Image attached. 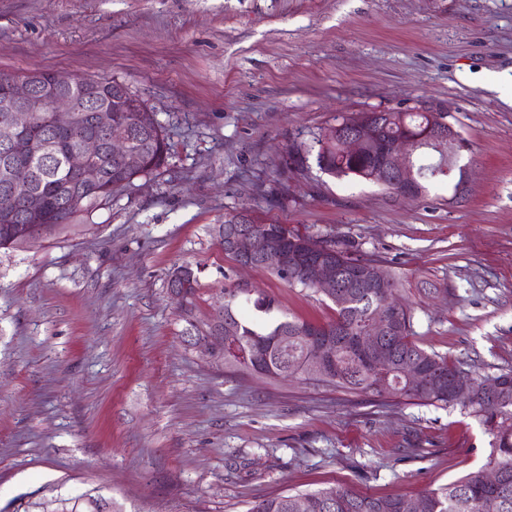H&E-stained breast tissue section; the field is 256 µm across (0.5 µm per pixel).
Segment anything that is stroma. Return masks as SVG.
Segmentation results:
<instances>
[{
    "label": "stroma",
    "instance_id": "obj_1",
    "mask_svg": "<svg viewBox=\"0 0 512 512\" xmlns=\"http://www.w3.org/2000/svg\"><path fill=\"white\" fill-rule=\"evenodd\" d=\"M45 70L125 82L171 156L93 223L0 250V512L86 493L105 512H247L331 485L414 497L485 463L463 409L225 372L184 345L166 276L200 266L201 322L229 278L332 319L225 255L212 229L246 210L405 276L424 349L512 367V84L487 81L512 73V0H0V73ZM421 106L461 149L420 198L288 159L340 113Z\"/></svg>",
    "mask_w": 512,
    "mask_h": 512
}]
</instances>
